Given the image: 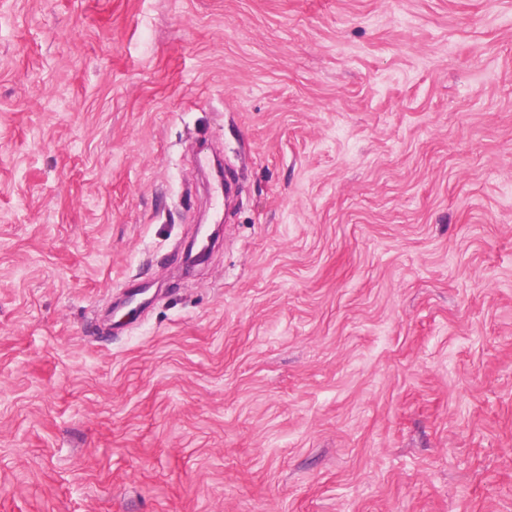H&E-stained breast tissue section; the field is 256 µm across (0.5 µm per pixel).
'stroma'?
I'll list each match as a JSON object with an SVG mask.
<instances>
[{
	"label": "stroma",
	"mask_w": 512,
	"mask_h": 512,
	"mask_svg": "<svg viewBox=\"0 0 512 512\" xmlns=\"http://www.w3.org/2000/svg\"><path fill=\"white\" fill-rule=\"evenodd\" d=\"M0 512H512V0H0ZM203 226L205 225H200L197 235L191 239L186 246V258L190 265L204 259L208 252L210 242L216 236V231L208 233V231L203 230ZM196 247H199V249L193 254Z\"/></svg>",
	"instance_id": "obj_1"
}]
</instances>
